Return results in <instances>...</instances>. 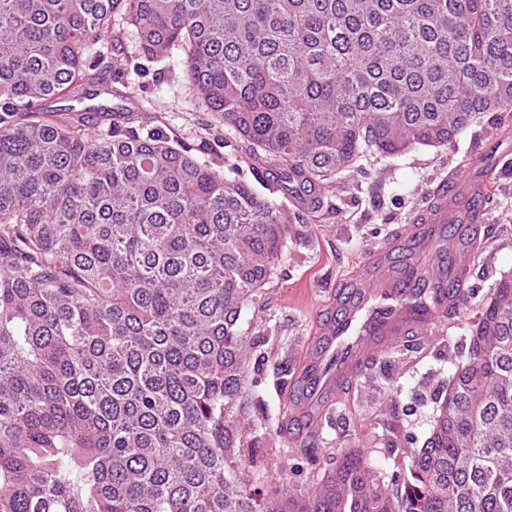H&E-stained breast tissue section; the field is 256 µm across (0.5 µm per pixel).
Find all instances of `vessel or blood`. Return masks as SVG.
Masks as SVG:
<instances>
[{"mask_svg": "<svg viewBox=\"0 0 512 512\" xmlns=\"http://www.w3.org/2000/svg\"><path fill=\"white\" fill-rule=\"evenodd\" d=\"M469 162L456 171L450 187L432 194L422 216L408 226L398 244L406 253L393 263L383 249L360 266L350 290L330 301L300 367L293 417L315 426L326 398L363 368L367 357L445 324L469 296L464 278L472 260L458 237L481 202L485 181Z\"/></svg>", "mask_w": 512, "mask_h": 512, "instance_id": "vessel-or-blood-1", "label": "vessel or blood"}]
</instances>
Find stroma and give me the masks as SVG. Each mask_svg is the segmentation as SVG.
Here are the masks:
<instances>
[{"mask_svg": "<svg viewBox=\"0 0 512 512\" xmlns=\"http://www.w3.org/2000/svg\"><path fill=\"white\" fill-rule=\"evenodd\" d=\"M124 79L127 107L157 116L172 141L197 149L200 158H215L222 170L239 168L242 181L270 192L272 203L304 213L259 303L245 308L239 321L249 345L241 414L252 442L243 464L252 486L274 497L275 479L284 471L289 485L315 491L327 458L348 449L361 450L383 474L407 467L411 450L428 436L442 391L468 357L479 308L512 272V116L478 115L451 146L364 156L334 189L322 192L320 203L301 206L275 192L278 167L253 173L248 143L194 105L178 58L145 63L143 72ZM471 160L491 166L493 175L491 202L477 214L479 234L470 244V300L446 325L418 338L413 350L398 345L377 355L337 396L331 425L288 432L291 382L323 305L362 261L415 223L432 189ZM312 440L318 448L313 465L303 454Z\"/></svg>", "mask_w": 512, "mask_h": 512, "instance_id": "1", "label": "stroma"}]
</instances>
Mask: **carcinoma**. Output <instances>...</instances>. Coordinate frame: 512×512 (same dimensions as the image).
<instances>
[{
    "mask_svg": "<svg viewBox=\"0 0 512 512\" xmlns=\"http://www.w3.org/2000/svg\"><path fill=\"white\" fill-rule=\"evenodd\" d=\"M117 15L287 196L512 113V0H0V512H512V274L407 471L257 498L239 320L302 215L110 105Z\"/></svg>",
    "mask_w": 512,
    "mask_h": 512,
    "instance_id": "obj_1",
    "label": "carcinoma"
}]
</instances>
